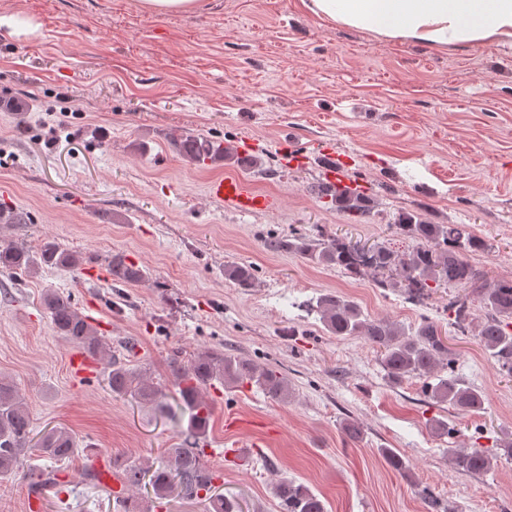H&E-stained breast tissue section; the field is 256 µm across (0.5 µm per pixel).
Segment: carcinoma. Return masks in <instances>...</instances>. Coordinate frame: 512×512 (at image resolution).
<instances>
[{
    "instance_id": "cac0c4a2",
    "label": "carcinoma",
    "mask_w": 512,
    "mask_h": 512,
    "mask_svg": "<svg viewBox=\"0 0 512 512\" xmlns=\"http://www.w3.org/2000/svg\"><path fill=\"white\" fill-rule=\"evenodd\" d=\"M173 143L183 160L195 165L219 164L234 158L232 147L207 136H176ZM329 197L336 210L358 220L368 216L373 208L372 199L357 191L338 190ZM28 223L26 212L0 204V225ZM394 228L396 233L413 241V246L401 254L384 244H376L372 251L361 254L338 239L320 242L301 235L271 237L265 241V247L271 252L294 253L317 265L355 276L380 275L378 287L401 288L412 301L419 302L427 296L431 282L467 290L465 298L448 305L453 324L465 330L473 323V307L481 308L484 317L477 323L476 340L501 373L511 377L512 279L489 282L469 260L473 254L491 251L492 244L474 234L467 224H431L409 213L400 215ZM85 262L82 253L53 240L44 241L35 253L22 243L0 240V268L13 273L26 274L44 267L75 271ZM108 267L115 284L132 285L145 279V270L122 252L108 258ZM224 279L241 288H251L255 284L254 269L249 265L227 264ZM44 306L59 335L88 355L101 356L98 329L75 306L71 295L48 292ZM306 307L319 315L328 333L341 338L359 337L377 347L381 368L391 385L425 378L428 397L448 405L455 413L483 409L484 393L455 375L454 354L448 348L447 338L433 323L424 320L410 331L397 322L372 318L357 302L334 293H322L309 300ZM107 384L117 396L130 395L144 404L163 406V389L146 382L119 359H112ZM216 385L227 389L248 385L280 401L291 395L288 378L278 367L257 364L241 353L199 350L188 364L175 369L178 400L169 415L180 423L187 422L184 447L169 449L166 464L156 469L145 467L131 457H111V469L121 473L127 484V496L118 503L121 512H147L153 507L162 510L172 496L205 501L208 512H243L237 498L217 492L215 482L220 476L203 462L202 444L207 442L212 414L203 390ZM31 435L25 397L12 382L0 377V477L16 474L31 450L63 463L78 448L76 437L62 426L48 429L35 442ZM380 453L392 469L404 475L410 472L409 462L393 449L382 448ZM448 460L461 473L487 475L498 462L512 461V433L501 440L494 456L479 448H450ZM144 487L151 489L146 498L141 495ZM275 495L282 512H327L318 495L295 480H280Z\"/></svg>"
}]
</instances>
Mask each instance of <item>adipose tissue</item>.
<instances>
[{"instance_id":"1","label":"adipose tissue","mask_w":512,"mask_h":512,"mask_svg":"<svg viewBox=\"0 0 512 512\" xmlns=\"http://www.w3.org/2000/svg\"><path fill=\"white\" fill-rule=\"evenodd\" d=\"M312 16L439 49L512 44V0H300Z\"/></svg>"}]
</instances>
